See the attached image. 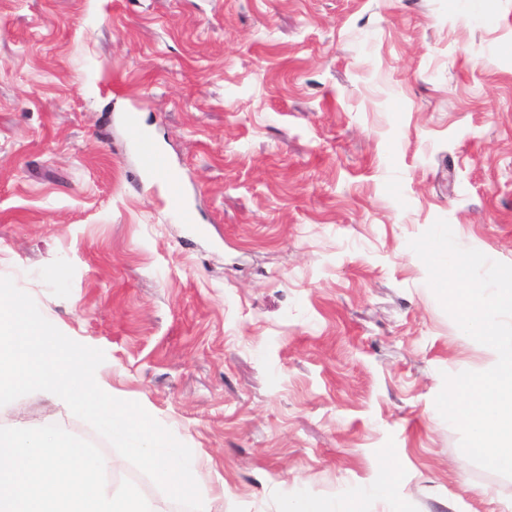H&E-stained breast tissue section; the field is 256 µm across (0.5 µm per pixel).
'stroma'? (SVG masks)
I'll return each mask as SVG.
<instances>
[{
	"mask_svg": "<svg viewBox=\"0 0 512 512\" xmlns=\"http://www.w3.org/2000/svg\"><path fill=\"white\" fill-rule=\"evenodd\" d=\"M439 219L512 264V0H0V276L211 459L213 512H503L434 403L492 361L408 246ZM129 133L131 144L142 160L144 175L150 182L165 185L172 211L176 215L183 214L189 206L183 185L174 178L168 158L158 150L134 115L129 116Z\"/></svg>",
	"mask_w": 512,
	"mask_h": 512,
	"instance_id": "1",
	"label": "stroma"
}]
</instances>
